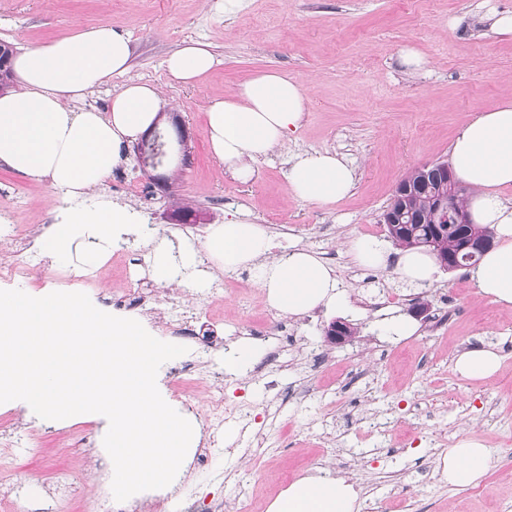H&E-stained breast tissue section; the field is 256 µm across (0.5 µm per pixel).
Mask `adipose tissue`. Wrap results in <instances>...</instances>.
Segmentation results:
<instances>
[{"instance_id": "obj_1", "label": "adipose tissue", "mask_w": 512, "mask_h": 512, "mask_svg": "<svg viewBox=\"0 0 512 512\" xmlns=\"http://www.w3.org/2000/svg\"><path fill=\"white\" fill-rule=\"evenodd\" d=\"M126 35L106 24L81 27L51 42L16 54L12 70L18 89L0 95V163L31 178L50 179L66 204L63 218L37 240L38 248L66 262L75 241L94 239L86 248L88 264L107 262L105 245L132 224L125 208L100 200L94 207L79 200L112 175L121 144L137 140L154 123L160 98L154 85L128 82L113 95L108 111L84 107L88 93L129 68ZM217 65L203 42L173 53L165 68L174 80L198 85ZM309 95L287 74L268 70L254 74L224 98L205 108L207 134L215 157L236 179L251 181L255 162L267 158L299 129ZM456 174L474 193L467 208L474 223L490 225L496 247L470 272L479 293L504 308H512V203L503 197L512 189V100L498 104L467 122L451 144ZM356 173L347 160L329 151L303 152L289 162L288 185L293 196L314 204H331L347 197ZM266 230L247 216L211 228L203 246L185 245L172 257L166 244L152 253L156 281L193 290L205 287L198 276L200 256L230 273L253 270L255 282L270 306L291 315L317 307L345 309L348 299L333 268L313 250L289 246L273 254ZM350 251L363 267L393 268L403 287L418 288L434 280V257L419 250L386 251L374 239L355 240ZM501 366L491 346L472 347L455 361V370L469 380H485ZM489 463V450L477 440L462 438L442 457L451 486L477 485ZM274 512H358L357 495L343 482L320 474L289 487L277 499Z\"/></svg>"}]
</instances>
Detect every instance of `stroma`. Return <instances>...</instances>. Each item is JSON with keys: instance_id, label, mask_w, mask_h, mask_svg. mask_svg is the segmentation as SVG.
Segmentation results:
<instances>
[{"instance_id": "obj_1", "label": "stroma", "mask_w": 512, "mask_h": 512, "mask_svg": "<svg viewBox=\"0 0 512 512\" xmlns=\"http://www.w3.org/2000/svg\"><path fill=\"white\" fill-rule=\"evenodd\" d=\"M219 0H0V42L22 50L79 26L112 25L130 39V68L94 90L85 106L106 110L123 81L156 86L165 108L184 120L185 151L174 152L164 174L168 183L141 205L133 188L147 182L133 146L122 147L118 172L127 190L105 184L90 191L152 224L116 240L103 269H71L41 259L33 274L0 278V290L46 292L78 288L95 307L104 294L140 279L151 263V247L202 243L211 225L244 212L264 225L276 248L300 244L317 252L345 288L346 309L318 308L300 317L273 309L250 270L213 271L224 283L214 293H190L160 284L158 300L129 310L157 339H171L163 313L170 304L192 314L214 340L208 349L190 347L187 359H202L207 372L224 368V352L247 338L253 326L286 327L294 346L281 348L256 337L260 357L242 378L225 377L224 402L252 421L243 432L224 423V445L201 464H185L173 487L170 512L201 496L221 502L249 485L252 512H268L291 484L323 471L359 492L360 508L378 512H512V309L479 294L460 269L438 271L424 288H401L393 269L358 266L351 240L387 242L383 214L397 185L417 168L450 159V144L462 124L512 98V41L493 34L490 10L512 12V0H247L232 17ZM461 19L451 28L452 19ZM207 43L218 59L202 86L172 82L164 60L189 41ZM411 45L425 59L412 71L399 62ZM276 69L310 94L299 130L257 163L252 182L225 173L212 153L205 126L208 98L230 92L254 72ZM330 150L356 171L349 197L333 205L294 198L286 174L302 151ZM59 193L0 166V263L21 261L12 227L35 237L56 223ZM429 315L416 319L413 336L397 338L383 329L386 315L409 316L416 302ZM355 330L334 345L325 330L334 320ZM486 344L502 356L487 380H467L455 370L459 352ZM15 445L0 447L16 467L12 482L24 506L37 512L53 475L68 467L72 482L62 490V512H110L112 461L103 446L101 421L75 418L39 425L23 408H12ZM481 440L490 462L481 482L449 486L438 462L457 440Z\"/></svg>"}]
</instances>
